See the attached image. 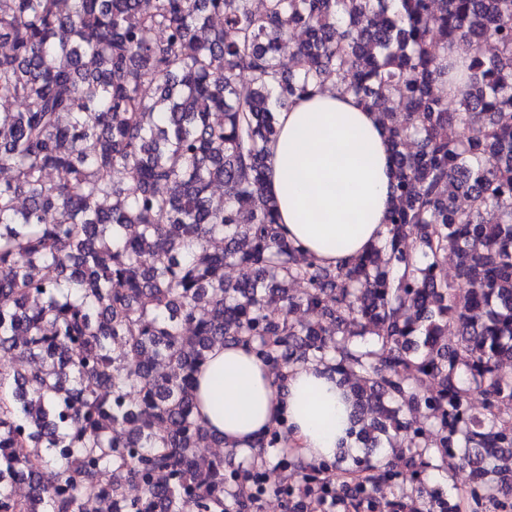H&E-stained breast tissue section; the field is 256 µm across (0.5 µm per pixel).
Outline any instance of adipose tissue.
<instances>
[{"instance_id": "adipose-tissue-1", "label": "adipose tissue", "mask_w": 512, "mask_h": 512, "mask_svg": "<svg viewBox=\"0 0 512 512\" xmlns=\"http://www.w3.org/2000/svg\"><path fill=\"white\" fill-rule=\"evenodd\" d=\"M277 124L266 189L289 239L326 266L383 243L395 159L375 112L329 85L294 98ZM197 383L199 422L242 455L282 423L309 464L334 459L352 440L351 406L323 366L294 365L279 389L247 348L227 344L209 352Z\"/></svg>"}]
</instances>
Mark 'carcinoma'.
Listing matches in <instances>:
<instances>
[{
    "label": "carcinoma",
    "mask_w": 512,
    "mask_h": 512,
    "mask_svg": "<svg viewBox=\"0 0 512 512\" xmlns=\"http://www.w3.org/2000/svg\"><path fill=\"white\" fill-rule=\"evenodd\" d=\"M461 41L468 82L448 99L438 58ZM0 44V352L17 362L0 370V512H83L90 495L253 512L263 465L196 453L224 446L195 416L217 343L280 383L297 363L336 373L357 509L461 512L427 489L430 455L465 462L478 507L512 495V0H0ZM330 78L381 110L395 155L387 245L334 268L266 191L276 112ZM294 468L288 498L334 490L329 465ZM406 480L416 506L388 497Z\"/></svg>",
    "instance_id": "1"
}]
</instances>
